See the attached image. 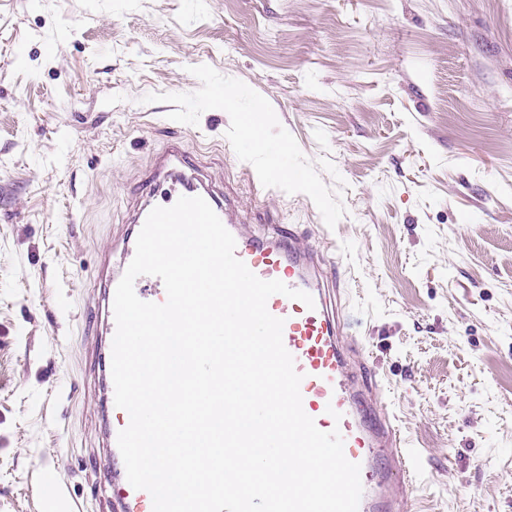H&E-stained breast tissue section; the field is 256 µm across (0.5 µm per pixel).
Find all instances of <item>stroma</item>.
<instances>
[{
  "label": "stroma",
  "instance_id": "1",
  "mask_svg": "<svg viewBox=\"0 0 512 512\" xmlns=\"http://www.w3.org/2000/svg\"><path fill=\"white\" fill-rule=\"evenodd\" d=\"M173 140L253 231L329 225L416 512H512V0H0V512L50 468L101 512L84 295Z\"/></svg>",
  "mask_w": 512,
  "mask_h": 512
}]
</instances>
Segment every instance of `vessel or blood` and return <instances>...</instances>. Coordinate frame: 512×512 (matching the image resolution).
Instances as JSON below:
<instances>
[{"mask_svg":"<svg viewBox=\"0 0 512 512\" xmlns=\"http://www.w3.org/2000/svg\"><path fill=\"white\" fill-rule=\"evenodd\" d=\"M182 196H200L209 203L234 236L237 258L255 275L312 295L310 307L281 294L267 301L269 313L284 321L283 343L303 376V409L321 431L339 430L346 458L360 464L363 494L358 512H410L403 494L411 465L408 443L389 408L386 387L372 370L368 349L347 330L348 317L336 304L338 282L328 278L319 253L286 225H269L262 235L245 231L236 200L178 140L154 155L138 192L127 202L120 238H108L99 248L94 289L86 296L91 313L88 333L93 338L87 398L94 415L101 418L93 452L98 485L108 492L107 512H153L150 494L128 482L117 445L130 417L114 402L113 302L149 212L171 206ZM134 289L146 302L161 304L167 298L162 280L155 276H139Z\"/></svg>","mask_w":512,"mask_h":512,"instance_id":"vessel-or-blood-1","label":"vessel or blood"}]
</instances>
